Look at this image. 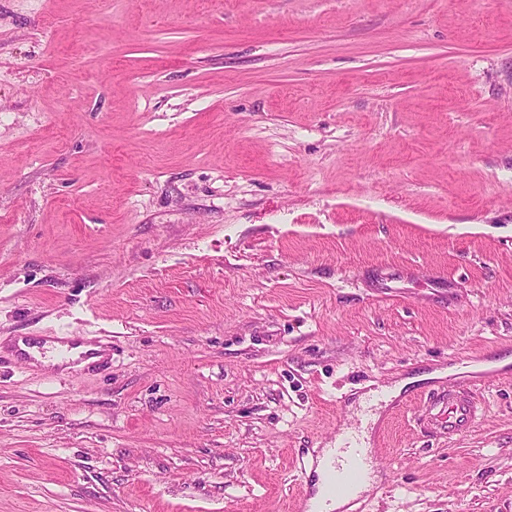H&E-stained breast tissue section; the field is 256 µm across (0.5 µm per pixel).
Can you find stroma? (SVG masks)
<instances>
[{
	"label": "stroma",
	"mask_w": 512,
	"mask_h": 512,
	"mask_svg": "<svg viewBox=\"0 0 512 512\" xmlns=\"http://www.w3.org/2000/svg\"><path fill=\"white\" fill-rule=\"evenodd\" d=\"M424 372L359 512H512V0H0V512H295ZM471 389L470 383L448 389L442 418L448 429V437L469 428L478 417V407Z\"/></svg>",
	"instance_id": "1"
}]
</instances>
